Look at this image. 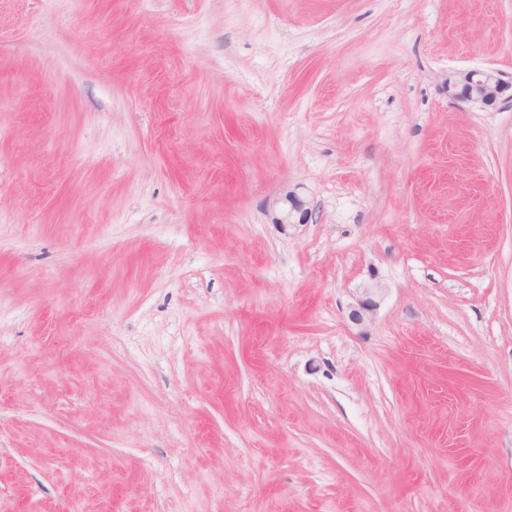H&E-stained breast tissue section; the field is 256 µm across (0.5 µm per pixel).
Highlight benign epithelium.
Segmentation results:
<instances>
[{
	"instance_id": "1",
	"label": "benign epithelium",
	"mask_w": 512,
	"mask_h": 512,
	"mask_svg": "<svg viewBox=\"0 0 512 512\" xmlns=\"http://www.w3.org/2000/svg\"><path fill=\"white\" fill-rule=\"evenodd\" d=\"M444 87L450 99L483 109L512 101V74L491 68L450 72L444 79ZM275 206V224H306L312 217L307 202L294 191L285 192L276 200ZM380 293L381 288L377 285L363 289L357 306L350 311V320L357 325L368 321L378 307Z\"/></svg>"
}]
</instances>
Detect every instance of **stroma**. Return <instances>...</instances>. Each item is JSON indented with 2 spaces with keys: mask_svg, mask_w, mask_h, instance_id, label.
<instances>
[{
  "mask_svg": "<svg viewBox=\"0 0 512 512\" xmlns=\"http://www.w3.org/2000/svg\"><path fill=\"white\" fill-rule=\"evenodd\" d=\"M472 68L512 0H0V512H512ZM274 224L291 226L292 224H306L312 217V210L306 201L294 191H287L276 200ZM381 290L382 288H379L377 285L363 288V295L358 300L357 306L350 311L349 318L353 323L361 325L371 318L372 314L378 307L379 303L377 298L379 297Z\"/></svg>",
  "mask_w": 512,
  "mask_h": 512,
  "instance_id": "35a3bbf8",
  "label": "stroma"
}]
</instances>
